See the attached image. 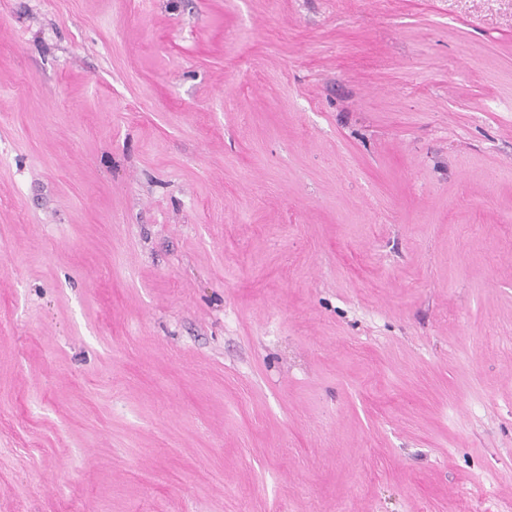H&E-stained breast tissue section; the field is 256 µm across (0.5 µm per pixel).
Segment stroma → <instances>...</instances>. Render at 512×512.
Listing matches in <instances>:
<instances>
[{
  "label": "stroma",
  "instance_id": "35a3bbf8",
  "mask_svg": "<svg viewBox=\"0 0 512 512\" xmlns=\"http://www.w3.org/2000/svg\"><path fill=\"white\" fill-rule=\"evenodd\" d=\"M0 512H512V0H0Z\"/></svg>",
  "mask_w": 512,
  "mask_h": 512
}]
</instances>
